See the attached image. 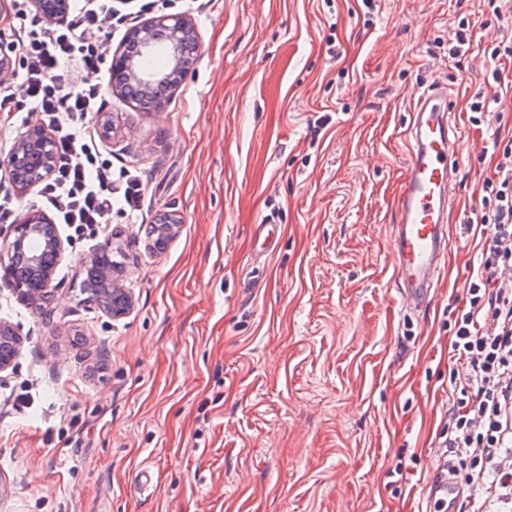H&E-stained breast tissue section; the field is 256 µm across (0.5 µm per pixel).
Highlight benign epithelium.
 Here are the masks:
<instances>
[{"instance_id":"obj_1","label":"benign epithelium","mask_w":512,"mask_h":512,"mask_svg":"<svg viewBox=\"0 0 512 512\" xmlns=\"http://www.w3.org/2000/svg\"><path fill=\"white\" fill-rule=\"evenodd\" d=\"M36 10L50 21L60 22L66 18L68 0H33ZM141 51L147 52L157 35L166 37L170 54V69L159 73H146L138 65L135 57L117 52L112 57L110 72L123 76L129 85L139 84L155 88L157 101L171 91L188 73L193 64V47L197 44L196 31L191 20L183 15H161L153 17L137 28ZM37 159V164L28 170V178L23 187L39 185L51 173L55 158V144L52 136L41 125H33L16 140L9 153L0 157V170L14 182L19 183L18 173L29 159ZM180 228V221L171 214H161L156 218L153 232L149 234V249L160 253L174 238ZM14 237L0 245V272L9 274L12 268L8 260L16 257L38 273L31 288L22 281L15 282V289L22 297L38 302L51 296V285L56 270L65 255V241L58 225L44 211L32 209L23 214L13 229ZM100 278L110 288L99 298L98 306L107 316L118 319L126 316L133 308L130 289L119 283L104 267L100 268ZM23 342L22 328L19 325L0 322V373L13 368Z\"/></svg>"}]
</instances>
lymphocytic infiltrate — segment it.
I'll return each instance as SVG.
<instances>
[{
  "mask_svg": "<svg viewBox=\"0 0 512 512\" xmlns=\"http://www.w3.org/2000/svg\"><path fill=\"white\" fill-rule=\"evenodd\" d=\"M79 12L53 27L30 19L18 42L23 80L17 89L0 92V111L20 96L41 112L55 143L52 172L41 192L59 223L81 236L106 231L114 197H121L129 212L139 211L142 181L128 170L121 184H114L112 166L101 159L89 126L102 109L105 90L74 87L65 69L73 59L83 69H99L107 50L95 36L99 19L111 17L120 26L125 16L113 11L112 0H84ZM493 147L500 159L482 186L475 218L481 269L470 285L468 308L454 318L452 352L462 369L450 375L453 403L445 446L462 484L482 481L488 463H495L487 494L512 504V288L494 284L499 272L512 269V139L495 140Z\"/></svg>",
  "mask_w": 512,
  "mask_h": 512,
  "instance_id": "obj_1",
  "label": "lymphocytic infiltrate"
}]
</instances>
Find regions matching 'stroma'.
Here are the masks:
<instances>
[{
    "label": "stroma",
    "mask_w": 512,
    "mask_h": 512,
    "mask_svg": "<svg viewBox=\"0 0 512 512\" xmlns=\"http://www.w3.org/2000/svg\"><path fill=\"white\" fill-rule=\"evenodd\" d=\"M479 0H131L110 53L160 15L191 18L196 61L162 106L106 93L94 116L113 170L143 176L140 212L74 241L51 313L0 278V321L22 352L0 374V512H425L452 404L454 313L481 262L467 229L512 137V90L473 121L472 95L512 62L494 27L448 37ZM455 92L460 162L448 261L409 308L392 226L418 95ZM13 199L0 242L38 189ZM181 218L163 253L156 215ZM279 218L274 247L258 226ZM132 311L107 317L78 288L104 241ZM150 470L148 490L139 487Z\"/></svg>",
    "instance_id": "stroma-1"
}]
</instances>
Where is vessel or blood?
Returning a JSON list of instances; mask_svg holds the SVG:
<instances>
[{
    "label": "vessel or blood",
    "mask_w": 512,
    "mask_h": 512,
    "mask_svg": "<svg viewBox=\"0 0 512 512\" xmlns=\"http://www.w3.org/2000/svg\"><path fill=\"white\" fill-rule=\"evenodd\" d=\"M452 110L447 87L430 86L419 95L405 130L407 163L392 227L393 274L403 286L406 302L414 307L434 294L446 268V215L457 165ZM425 495L430 512H457L462 491L439 470Z\"/></svg>",
    "instance_id": "1"
}]
</instances>
